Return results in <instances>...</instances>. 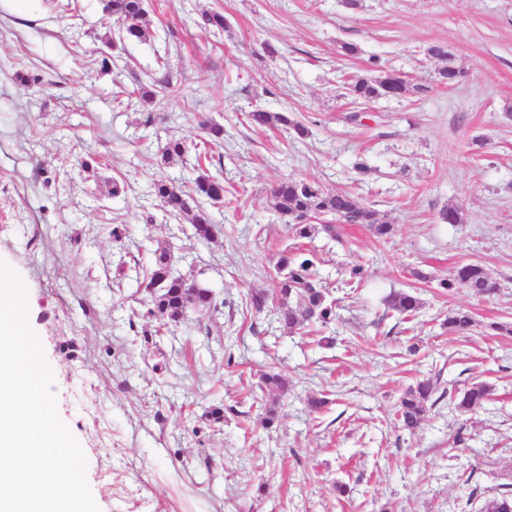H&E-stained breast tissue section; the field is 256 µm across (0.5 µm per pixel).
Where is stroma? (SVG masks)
Masks as SVG:
<instances>
[{
  "instance_id": "stroma-1",
  "label": "stroma",
  "mask_w": 512,
  "mask_h": 512,
  "mask_svg": "<svg viewBox=\"0 0 512 512\" xmlns=\"http://www.w3.org/2000/svg\"><path fill=\"white\" fill-rule=\"evenodd\" d=\"M72 3L74 20L53 0L0 11V259L29 287L101 512H481L512 490V334L490 328L512 325V0H149L142 41L108 40L101 0ZM210 10L224 32L199 28ZM435 45L462 73L454 85L438 80ZM19 71L39 83L18 85ZM387 72L416 91L353 103L346 78ZM165 75L178 96L141 128L140 107L114 98ZM257 108L290 126L251 125ZM205 122L224 128L210 243L148 195L166 140L202 143ZM287 176L353 192L391 238L363 224L295 237L270 196ZM112 179L125 195L108 196ZM450 206L462 223L440 220ZM158 247L220 312L175 325L149 314ZM285 254L313 259L337 302L330 325L291 331L250 308ZM470 262L494 295L440 288ZM354 265L364 279L352 288ZM399 291L418 297L415 320L389 308ZM457 308L473 313L470 334L444 329ZM269 369L289 390L268 428ZM429 376L456 391L487 383L486 410L443 401L420 431L402 430L395 405ZM327 392L336 403L308 408Z\"/></svg>"
}]
</instances>
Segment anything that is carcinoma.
Returning a JSON list of instances; mask_svg holds the SVG:
<instances>
[{
	"mask_svg": "<svg viewBox=\"0 0 512 512\" xmlns=\"http://www.w3.org/2000/svg\"><path fill=\"white\" fill-rule=\"evenodd\" d=\"M104 10L108 18L118 25L117 32L123 40L146 38L142 19L146 15L144 0H105ZM200 26L214 33L224 31V13L213 10L201 15ZM347 90L355 102H370L392 93L400 96L409 91L404 76L387 73L374 79H353L347 83ZM147 110L143 126L152 123V109L169 105L177 97L176 91L167 81L157 82V87L141 85L128 93ZM250 121L257 126H288L290 119L279 112L255 110L249 113ZM188 147L181 139H171L162 148V165L171 162H186ZM196 176L190 184L178 185L174 179L162 171L152 175L149 196L159 200L165 210L192 226L193 235L199 240L211 242L215 239V225L204 204L218 205L224 202V180L208 172L203 166L202 153H195ZM274 208L277 213L288 218L296 237L312 238L316 227L310 220L323 215H334L345 224H366L379 239L388 238L393 225L381 222L375 211L362 205L348 192H327L316 183L286 178L272 190ZM152 266L146 272L147 286L153 309L157 314L172 322L182 320L186 312L194 309L202 314L217 310L214 295L208 288L188 280L173 270L172 256L165 248L153 252ZM276 268L280 274L277 288L273 293L255 292L250 296V304L257 312L273 309V320L290 329L307 324H330L336 317L335 301L330 299L326 288L314 284V262L308 257L290 258L283 255ZM440 287L445 290L467 288L477 294L490 295L496 285L485 268L479 263H466L459 266L453 278L444 280ZM391 307L405 320L417 318L419 300L409 292H399L391 300ZM474 325L471 313L457 309L448 313L445 322L451 333H463ZM261 380L269 393L280 396L288 393V379L277 372H265ZM491 394V387L483 382H473L462 391H438L437 382L431 378L418 381L409 387L399 398L395 407L396 420L400 427L410 433L419 429L427 419L428 403L448 400V408L459 412H477L484 408ZM483 512H512V494L487 501Z\"/></svg>",
	"mask_w": 512,
	"mask_h": 512,
	"instance_id": "1",
	"label": "carcinoma"
}]
</instances>
